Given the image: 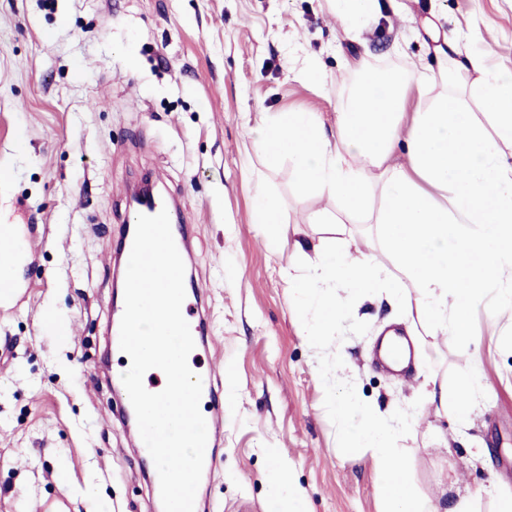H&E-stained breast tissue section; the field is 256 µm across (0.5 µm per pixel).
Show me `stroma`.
Masks as SVG:
<instances>
[{
  "mask_svg": "<svg viewBox=\"0 0 512 512\" xmlns=\"http://www.w3.org/2000/svg\"><path fill=\"white\" fill-rule=\"evenodd\" d=\"M512 71V0H376L344 31L329 0H0V225L32 249L0 300V512H158L112 388L113 255L126 191L150 179L188 219L187 269L207 315L194 354L215 380L223 427L197 490L208 512H269L271 458L290 463L308 512H381L370 457L347 447L331 403L356 389L399 424L417 494L452 512L512 493V319L473 313L459 343L386 298L356 304L334 333L300 334L285 275L293 243L324 239L382 254L362 216L320 224L336 203L267 168L248 132L312 112L327 134L360 71L435 66L427 30ZM280 204L249 224L256 184ZM339 363L336 384L320 375ZM483 388L462 424L426 381Z\"/></svg>",
  "mask_w": 512,
  "mask_h": 512,
  "instance_id": "1",
  "label": "stroma"
}]
</instances>
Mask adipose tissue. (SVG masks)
Listing matches in <instances>:
<instances>
[{
	"label": "adipose tissue",
	"mask_w": 512,
	"mask_h": 512,
	"mask_svg": "<svg viewBox=\"0 0 512 512\" xmlns=\"http://www.w3.org/2000/svg\"><path fill=\"white\" fill-rule=\"evenodd\" d=\"M437 52L435 73L365 72L338 108L335 137L311 112H283L250 131L268 165L290 157L299 181L346 213L364 211L378 193L375 221L408 278L392 281L372 254L336 258L326 243L295 241L303 272L289 276L288 288L313 311L301 322L303 335H326L344 316L338 288H371L400 306L415 302L419 321L461 341L477 306L493 318L512 308V71L490 70L486 53H461L454 38H444ZM437 84L444 94L428 100ZM411 85L420 104L407 122L400 106ZM468 91L491 128L465 107ZM399 138L405 159L395 162ZM335 410L345 441L374 464L383 512H439L432 498L409 487L390 419L354 393L336 400Z\"/></svg>",
	"instance_id": "1"
}]
</instances>
